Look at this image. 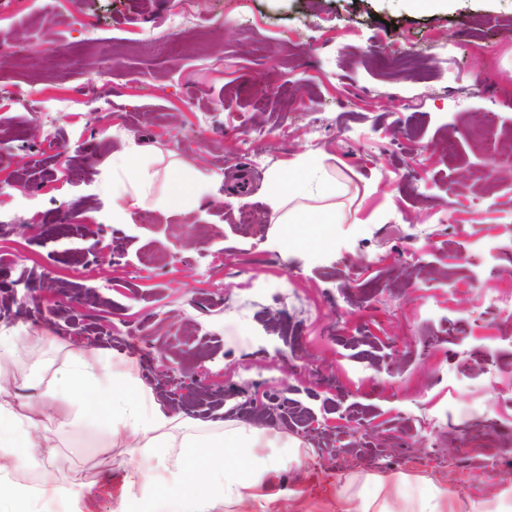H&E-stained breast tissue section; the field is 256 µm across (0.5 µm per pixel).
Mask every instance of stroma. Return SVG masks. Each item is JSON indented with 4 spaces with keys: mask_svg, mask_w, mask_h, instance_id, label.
Returning a JSON list of instances; mask_svg holds the SVG:
<instances>
[{
    "mask_svg": "<svg viewBox=\"0 0 512 512\" xmlns=\"http://www.w3.org/2000/svg\"><path fill=\"white\" fill-rule=\"evenodd\" d=\"M0 51L16 412L82 356L200 430L277 436L279 512H339L337 480L367 473L408 474L416 498L439 485L455 512L512 508V163L494 140L512 129V0H0ZM133 146L156 151L154 192L177 164L206 193L113 223L103 186ZM305 156L341 191L272 223L270 178ZM328 210L320 253L283 246ZM99 391L96 411L50 412L58 495L37 496L39 470L0 473L14 512H176L164 469L125 492L139 460Z\"/></svg>",
    "mask_w": 512,
    "mask_h": 512,
    "instance_id": "35a3bbf8",
    "label": "stroma"
}]
</instances>
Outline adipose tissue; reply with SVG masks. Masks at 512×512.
Instances as JSON below:
<instances>
[{"label": "adipose tissue", "mask_w": 512, "mask_h": 512, "mask_svg": "<svg viewBox=\"0 0 512 512\" xmlns=\"http://www.w3.org/2000/svg\"><path fill=\"white\" fill-rule=\"evenodd\" d=\"M146 159L142 152H118L112 156V183L109 193L118 201L112 210L116 222L126 220L130 208L138 206L145 198H152L153 208L167 213L181 203L184 195L201 196L202 185L181 179L175 180L171 192L153 195L152 182L145 170ZM332 183L321 165L314 159L297 160L288 177L273 175L269 187V202L273 210H280L285 195L299 196L322 194L331 190ZM70 383L60 394L47 393L38 400L27 403L25 414H18L12 404L13 394L8 383L0 382V422L20 426L28 446L46 442V422L49 403L91 407L97 400L96 386L100 377L94 364L84 358L74 361L69 369ZM178 422L168 410L155 401L144 389L129 385L112 393V432L134 437L131 450L140 455L145 465L125 475V490L143 488L151 481V466L166 467V450L172 447V430ZM275 438L261 435L245 425L226 426L223 433L212 435H185L180 445L191 449L193 455L205 454L207 449H223L230 461L224 468L200 476L193 465H180L174 477L177 482L190 484L206 479L207 493H191L183 497L178 512H214L217 504L240 503L258 500L276 504L279 495L264 489L263 478L277 472L283 465L280 458L268 455ZM410 482L407 474L352 475L336 485L339 512H448L447 490L435 487L430 495L418 500L407 494Z\"/></svg>", "instance_id": "1"}]
</instances>
